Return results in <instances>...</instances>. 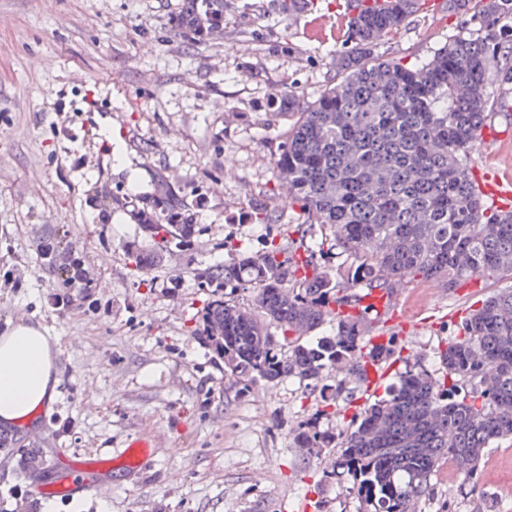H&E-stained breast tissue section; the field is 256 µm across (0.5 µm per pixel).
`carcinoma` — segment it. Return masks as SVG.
<instances>
[{
  "label": "carcinoma",
  "mask_w": 512,
  "mask_h": 512,
  "mask_svg": "<svg viewBox=\"0 0 512 512\" xmlns=\"http://www.w3.org/2000/svg\"><path fill=\"white\" fill-rule=\"evenodd\" d=\"M445 2L448 11L469 15L472 32L448 37L429 60L409 65L376 54L426 0H398L386 12L358 8L347 17L350 46L336 62L340 80L312 102L288 95L295 120L275 159V178L300 208L299 230L319 225V250H339L347 264L315 262L302 241L288 255L273 242L260 252L226 243L232 262L200 274L213 299L198 334L237 380L294 376L332 405L348 383L361 382L363 358L375 354L364 313L338 315L334 335L309 340L332 307L355 302L359 288H398L418 276L451 289L512 273V211L480 198L469 165L485 125L491 63L512 45V0ZM205 11L213 28L224 25V0L182 4L179 25L194 43L210 39L195 24ZM134 212L157 245L136 255L137 274L194 235L190 205L181 198L146 199ZM62 251V239L49 235L42 266L71 288L80 269L60 266ZM238 288L252 291L254 306L225 294ZM269 322L282 335H273ZM439 364L438 373L407 367L342 429L336 476L352 478L365 512H417L445 457L460 485L476 488L487 450L512 438V288L465 317ZM339 368L345 377L327 384ZM298 442L327 448L332 440L302 431Z\"/></svg>",
  "instance_id": "cac0c4a2"
}]
</instances>
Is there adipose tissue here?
<instances>
[{
  "label": "adipose tissue",
  "instance_id": "ef3b65f1",
  "mask_svg": "<svg viewBox=\"0 0 512 512\" xmlns=\"http://www.w3.org/2000/svg\"><path fill=\"white\" fill-rule=\"evenodd\" d=\"M59 372L49 336L20 321L0 336V423L31 422L51 408Z\"/></svg>",
  "mask_w": 512,
  "mask_h": 512
}]
</instances>
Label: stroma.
I'll return each instance as SVG.
<instances>
[{
    "mask_svg": "<svg viewBox=\"0 0 512 512\" xmlns=\"http://www.w3.org/2000/svg\"><path fill=\"white\" fill-rule=\"evenodd\" d=\"M337 2L287 16L273 0H226L222 34L194 44L174 24L179 0H0V335L21 317L40 324L60 376L52 410L0 450V512H291L302 497L311 512H359L349 483L326 475L335 449L295 443L309 424L337 436L351 401L325 405L296 377L239 383L197 333L212 299L197 275L230 261L226 242L262 251L299 237L272 168L294 117L270 100L312 101L335 79ZM464 28L461 14L423 10L378 53L421 62ZM486 94L494 138L476 143L471 170L505 181L512 87L492 77ZM162 179L190 204L196 233L136 276L130 255L151 243L130 201ZM260 208L276 223H258ZM52 228L85 287L63 289L43 269L38 245ZM511 286L508 274L451 290L405 283L410 313L433 324L407 342L390 335L393 353L438 369L467 313ZM137 436L156 444L140 475L112 469L103 485L95 472L93 491L72 501L40 496L69 458L106 460ZM30 450L42 466L26 478ZM479 479L480 494L456 495L440 461L421 512H512V439L489 448Z\"/></svg>",
    "mask_w": 512,
    "mask_h": 512,
    "instance_id": "35a3bbf8",
    "label": "stroma"
}]
</instances>
